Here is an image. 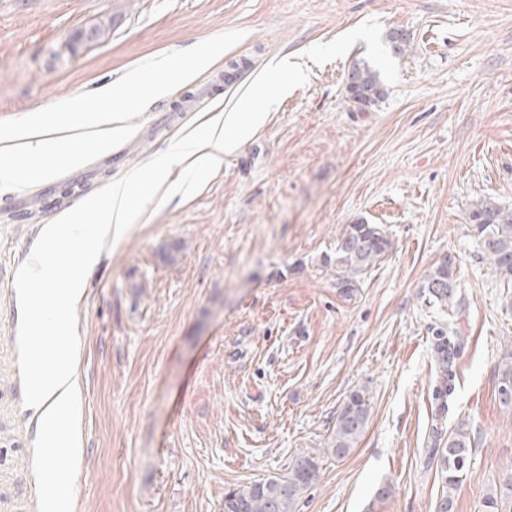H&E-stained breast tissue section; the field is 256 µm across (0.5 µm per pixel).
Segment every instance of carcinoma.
<instances>
[{
  "label": "carcinoma",
  "instance_id": "1",
  "mask_svg": "<svg viewBox=\"0 0 512 512\" xmlns=\"http://www.w3.org/2000/svg\"><path fill=\"white\" fill-rule=\"evenodd\" d=\"M390 52L395 57L406 54L410 37L392 30L386 35ZM349 77L357 90L355 103L362 109L376 106L385 91L379 71L364 60L356 61ZM469 224L481 258L493 275L506 283L512 282V208H503L487 199L470 204ZM393 242L380 224L365 220L344 227L336 242L335 257L327 264L336 267V288L350 300L363 283L365 274L392 251ZM458 279L454 274V260L444 257L432 267L422 285L423 297L429 306L455 309L461 306L457 299ZM433 358L442 376L451 377L462 337L449 334L443 325L432 328ZM512 387V352L497 366V388ZM370 404L367 390L352 389L337 416L335 428L328 440L326 452L338 458L345 457L365 433L369 421ZM435 444L443 445L432 452L439 455L437 469L441 476L443 495L437 500L436 512H455V491L467 476L475 436L471 426L462 420L448 432L438 431ZM319 479V467L314 458L298 457L284 477H271L247 486H230L224 491V512H295L303 495ZM485 512H512V475L503 479L485 494Z\"/></svg>",
  "mask_w": 512,
  "mask_h": 512
}]
</instances>
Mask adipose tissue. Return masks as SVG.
<instances>
[{"mask_svg":"<svg viewBox=\"0 0 512 512\" xmlns=\"http://www.w3.org/2000/svg\"><path fill=\"white\" fill-rule=\"evenodd\" d=\"M168 89L167 79L153 76L128 86L105 82L93 97L59 102L53 111L16 123L0 136V185L39 184L63 168L83 164V152L71 137L75 129L93 134L100 154L110 153L121 133L115 108L134 98L164 96ZM108 103L113 106L109 112L104 109ZM265 119L262 112L218 113L196 136L162 154L144 178L111 183L100 197L64 210L53 223L41 226L30 252L33 263L23 273L19 301L25 316V408L43 434L38 477L56 489L53 497L42 501V512L71 508V477L54 469L49 458L51 449L76 447L79 437L72 311L101 263L106 242L120 240L137 211L139 181L161 183L184 167L199 174L220 169L225 155L233 153ZM52 131L57 138L50 144L46 136Z\"/></svg>","mask_w":512,"mask_h":512,"instance_id":"adipose-tissue-1","label":"adipose tissue"}]
</instances>
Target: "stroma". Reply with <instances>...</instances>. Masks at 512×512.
<instances>
[{"mask_svg": "<svg viewBox=\"0 0 512 512\" xmlns=\"http://www.w3.org/2000/svg\"><path fill=\"white\" fill-rule=\"evenodd\" d=\"M101 22L107 39L71 47ZM393 29L411 38L400 58L384 42ZM191 47L208 66L127 103L111 154L86 135L85 164L0 190L6 271L56 213L144 175L218 111L248 98L266 115L221 169L182 173L180 202L156 208L163 187L143 185L73 311L81 445L52 459L72 476V512H224L225 488L284 476L301 455L320 477L296 512H435L433 430L461 418L478 443L456 512H483L512 473L496 379L512 352V287L481 259L468 211L479 198L512 207V0H0V130L101 83L178 68ZM241 59L248 72L226 87ZM360 59L387 92L366 111L345 93ZM275 76L288 91L269 103L258 84ZM358 220L383 225L393 249L347 300L323 260ZM448 254L464 347L441 398L429 328L442 314L420 291ZM21 333L0 281V497L39 512L50 489ZM357 388L368 426L339 459L325 448Z\"/></svg>", "mask_w": 512, "mask_h": 512, "instance_id": "obj_1", "label": "stroma"}]
</instances>
